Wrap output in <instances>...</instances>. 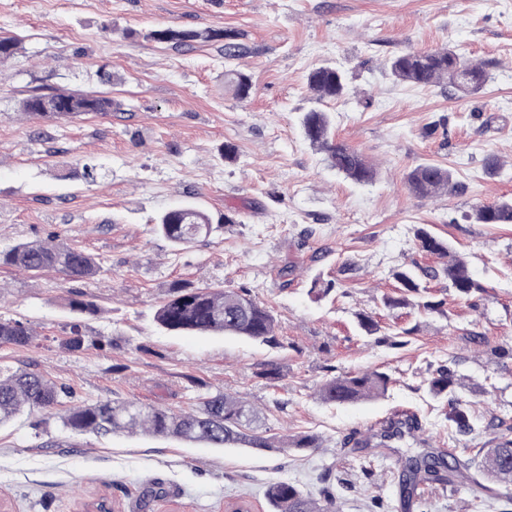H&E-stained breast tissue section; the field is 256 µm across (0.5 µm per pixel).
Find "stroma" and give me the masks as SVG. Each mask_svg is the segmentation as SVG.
<instances>
[{
	"instance_id": "stroma-1",
	"label": "stroma",
	"mask_w": 512,
	"mask_h": 512,
	"mask_svg": "<svg viewBox=\"0 0 512 512\" xmlns=\"http://www.w3.org/2000/svg\"><path fill=\"white\" fill-rule=\"evenodd\" d=\"M156 26L234 31L246 48L172 47L142 38ZM20 38L0 69V250L58 233L100 261L92 279L24 274L0 265V315L28 323L30 344H0V365L69 387L71 403L132 401L195 411L225 389L256 413L268 437L315 435L320 447L288 455L213 448L175 437L67 430L59 409L24 412L0 426V512H80L107 498L115 512H224L247 501L269 512L268 484L331 492L343 512H505L462 486L423 485L403 502L404 458L475 455L512 438V224H479L476 207L512 198V0H0V35ZM455 50L490 79L464 96L396 83L408 52ZM331 65L351 92L316 102L308 73ZM251 77L237 97L225 72ZM111 76L97 80L98 72ZM101 92L111 112L33 122L20 102L35 87ZM329 112L333 131L378 175L357 185L329 167L300 119ZM234 145V160L220 156ZM498 162L499 175L486 168ZM433 163L453 193L420 197L404 176ZM105 171L87 183L84 165ZM191 202L219 228L186 251L154 230L165 210ZM230 223H223V216ZM448 242L481 288L458 296L443 261L417 230ZM422 271L438 310L389 308L392 270ZM249 289L276 320L278 342L174 334L155 314L175 284ZM91 301L75 315L69 299ZM380 331L369 335L358 314ZM83 344L68 345L72 326ZM406 342L391 345L394 333ZM464 377L479 433L458 440L428 381L439 366ZM379 369L393 382L379 399L329 406L327 378ZM401 408L414 437L375 450L359 440L371 420Z\"/></svg>"
}]
</instances>
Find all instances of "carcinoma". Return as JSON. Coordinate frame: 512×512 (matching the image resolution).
Segmentation results:
<instances>
[{"instance_id": "1", "label": "carcinoma", "mask_w": 512, "mask_h": 512, "mask_svg": "<svg viewBox=\"0 0 512 512\" xmlns=\"http://www.w3.org/2000/svg\"><path fill=\"white\" fill-rule=\"evenodd\" d=\"M142 37L175 46L222 41L225 56L241 55L236 34L224 29L198 31L167 27L151 29ZM19 49L17 37L0 36V65L15 58ZM389 70L400 83L424 87L446 83L463 94L480 92L489 79L484 65L468 62L448 48L396 56L389 61ZM228 77L237 95L247 94L250 77L245 72L232 70ZM307 80L319 102L326 98L339 99L349 92L346 76L333 66L315 68ZM21 111L30 119L67 121L89 113L112 111V98L98 92H35L22 100ZM301 127L305 138L317 150L327 154L331 167L337 172L358 184L375 181L376 167L359 152L336 140L327 112L316 108L309 110L301 118ZM405 183L410 192L419 196H437L453 188L450 171L430 163L409 171ZM473 217L479 224H512V199L479 206ZM155 228L177 251L190 248L200 236H207L213 231L209 215L193 203L168 209L157 218ZM417 240L421 250L445 260L442 271L457 294L468 296L481 289L466 262L451 254L447 243L424 230L417 231ZM0 263L24 272L58 270L73 279H90L101 271L94 257L68 245L55 233L50 234L47 240L18 243L1 252ZM393 278L399 284L400 296L384 297V305H416L426 310L441 306L439 302L421 300L422 285L415 271L397 269ZM156 319L169 331L243 336L269 344L277 341L273 315L255 302L246 288L227 290L175 285L159 307ZM32 336V330L22 321L0 316V343L26 345ZM391 383L392 377L379 370L338 375L323 381L316 395L325 404L352 405L385 396ZM462 389V379L447 366L437 368L429 380L432 397L450 406L448 420L456 434L469 437L478 431V427L473 403L462 397ZM67 394L66 388L57 386L40 374L0 369V424L26 409L52 408ZM253 421V410L247 408L243 401L220 390L204 397L198 412L175 413L132 401H106L73 408L63 418L64 426L74 432L91 430L106 434L141 429L154 435H172L190 442H203L214 448L242 444L250 448L286 452L292 448L320 447L319 439L314 436L288 440L266 437L257 432L250 434L248 430L252 429ZM405 471L408 484L418 481L431 483L458 475L464 478L468 490L473 491L483 487L479 478L488 475L512 485V438L503 437L493 447L480 449L474 458L454 459L448 466L446 477L436 465V458L429 454L406 459ZM265 499L271 512H341L335 496L327 494L317 499L287 481L268 485Z\"/></svg>"}]
</instances>
